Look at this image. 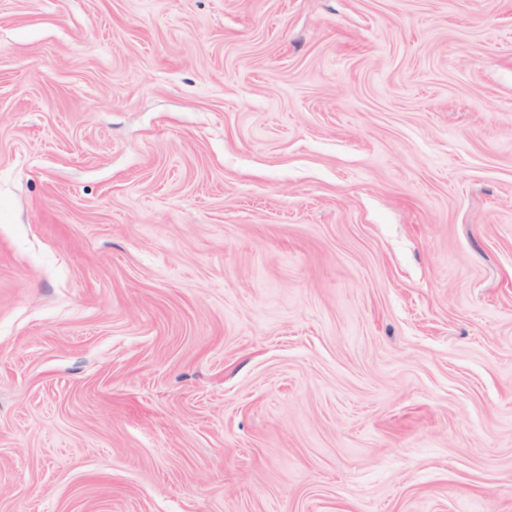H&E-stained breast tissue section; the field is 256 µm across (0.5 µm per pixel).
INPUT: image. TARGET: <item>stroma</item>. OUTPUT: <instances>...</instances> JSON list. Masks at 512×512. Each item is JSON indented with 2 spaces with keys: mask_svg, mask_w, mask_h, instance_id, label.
<instances>
[{
  "mask_svg": "<svg viewBox=\"0 0 512 512\" xmlns=\"http://www.w3.org/2000/svg\"><path fill=\"white\" fill-rule=\"evenodd\" d=\"M0 512H512V0H0Z\"/></svg>",
  "mask_w": 512,
  "mask_h": 512,
  "instance_id": "stroma-1",
  "label": "stroma"
}]
</instances>
